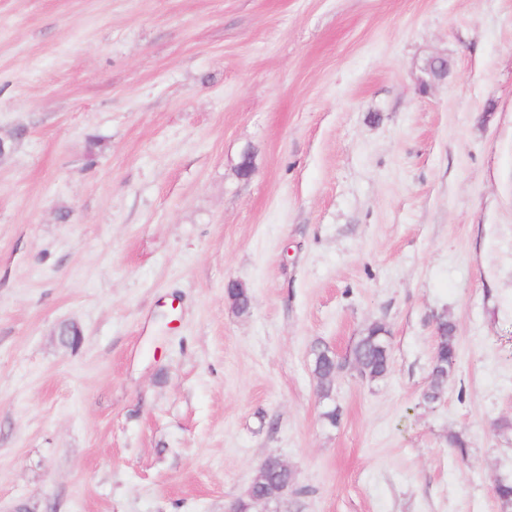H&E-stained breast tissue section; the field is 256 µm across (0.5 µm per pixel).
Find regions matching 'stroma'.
Returning <instances> with one entry per match:
<instances>
[{"instance_id": "1", "label": "stroma", "mask_w": 512, "mask_h": 512, "mask_svg": "<svg viewBox=\"0 0 512 512\" xmlns=\"http://www.w3.org/2000/svg\"><path fill=\"white\" fill-rule=\"evenodd\" d=\"M0 140V512H505L512 0H0ZM383 330L380 325L372 326L366 334L359 337L350 357L351 360L361 361L366 367V373L373 380L383 378L390 369L389 350L384 349L381 344L384 335L389 348L390 336L387 333L381 335ZM327 351L326 346L316 345L312 349L313 355V374L318 382L319 392H321L324 399L331 398V385L330 382L325 378V371L328 367V361L325 355Z\"/></svg>"}]
</instances>
